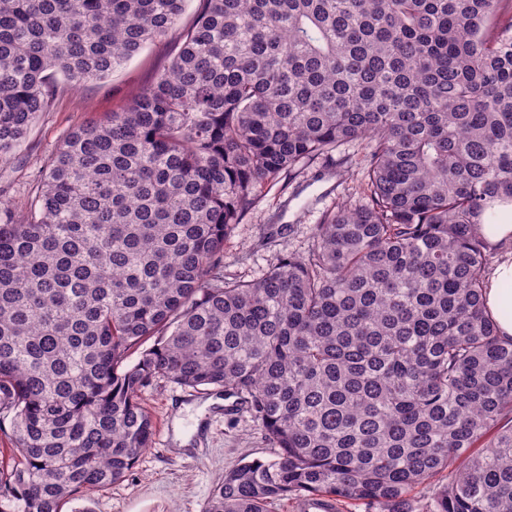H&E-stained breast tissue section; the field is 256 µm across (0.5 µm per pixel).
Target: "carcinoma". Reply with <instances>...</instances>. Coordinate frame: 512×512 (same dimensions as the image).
<instances>
[{"label":"carcinoma","mask_w":512,"mask_h":512,"mask_svg":"<svg viewBox=\"0 0 512 512\" xmlns=\"http://www.w3.org/2000/svg\"><path fill=\"white\" fill-rule=\"evenodd\" d=\"M184 4L0 0V162L59 78L108 77ZM350 142L364 197L305 253L224 274L263 185ZM484 224H512V0H198L152 84L68 133L24 208L0 204V512L121 481L160 379L238 397L276 449L204 512H512Z\"/></svg>","instance_id":"carcinoma-1"}]
</instances>
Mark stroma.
<instances>
[{
    "label": "stroma",
    "mask_w": 512,
    "mask_h": 512,
    "mask_svg": "<svg viewBox=\"0 0 512 512\" xmlns=\"http://www.w3.org/2000/svg\"><path fill=\"white\" fill-rule=\"evenodd\" d=\"M197 0H186L177 28L148 44L109 77L74 88L60 83L49 111L41 113L11 159L0 163V202L23 206L42 166L74 128L124 108L170 64L182 29L191 25ZM343 165L317 160L295 177L262 188L254 207L224 242V271L245 280L260 277L288 252H306L322 211L364 190L367 152L350 145ZM143 399L156 422L155 442L123 481L64 506L63 512H204L225 470L241 461L271 458L272 450L246 406L217 403L215 393L166 381Z\"/></svg>",
    "instance_id": "35a3bbf8"
}]
</instances>
